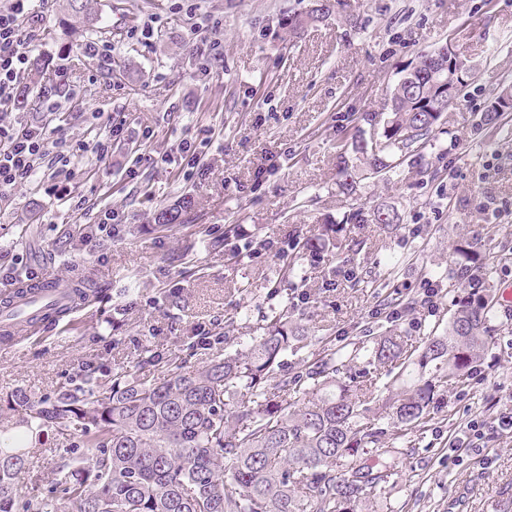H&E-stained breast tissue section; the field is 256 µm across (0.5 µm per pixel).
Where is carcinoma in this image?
<instances>
[{
  "label": "carcinoma",
  "mask_w": 512,
  "mask_h": 512,
  "mask_svg": "<svg viewBox=\"0 0 512 512\" xmlns=\"http://www.w3.org/2000/svg\"><path fill=\"white\" fill-rule=\"evenodd\" d=\"M332 0L293 19L305 28L333 11ZM447 47L421 56L410 80L396 85L377 148L366 130L336 144L341 186L353 191L349 151L372 174L392 168L396 150L428 140L460 86L443 92ZM192 201L154 216L183 224ZM336 224L321 225L323 241L353 250ZM89 227L72 224L58 241L61 253L87 241ZM311 248L292 245L284 272L294 274ZM491 293L456 300L448 331L409 349L396 334L373 336L311 353L301 370H284L293 346L288 304L257 323L244 349L216 348L191 364L173 352L151 353L163 377L144 381L126 371L84 366L52 393L19 389L0 397V512H376L373 492L391 487L397 460L418 452L441 411L439 391L468 385L484 352L497 340L490 321L499 311ZM387 367V394L378 367ZM30 431H51L70 441L71 459L44 476L36 450L8 437L4 421Z\"/></svg>",
  "instance_id": "1"
}]
</instances>
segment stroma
I'll list each match as a JSON object with an SVG mask.
<instances>
[{"label": "stroma", "instance_id": "1", "mask_svg": "<svg viewBox=\"0 0 512 512\" xmlns=\"http://www.w3.org/2000/svg\"><path fill=\"white\" fill-rule=\"evenodd\" d=\"M88 3L106 29L68 0H49L35 23L40 69L23 75L26 94L0 121L47 123L88 142L109 114L124 136L106 160L72 159L70 197L27 185L0 200V253L39 277L79 278L103 294L39 338L0 340V393L50 392L85 364L132 371L145 348L185 352L199 329L229 331L243 347L281 297L289 333L306 343L284 365L300 366L324 337L347 343L394 325L417 344L446 331L453 299L468 290L463 248L488 233L494 242L478 263L495 291L512 288V119L484 121L496 93L512 85V0H344L301 31L288 19L312 0ZM102 42L111 64L84 51ZM449 43L472 76L439 129L418 151L394 153V169L344 193L335 152L354 131L353 115L384 111L421 55ZM187 141L204 154L192 172ZM189 193L191 223L155 224L157 211ZM380 208L396 211L399 224L373 223ZM105 210L118 217L111 234L55 251L65 226L96 224ZM326 222L342 225L358 250L309 252L297 278L283 275L279 247L316 237ZM15 224L30 225L26 246H16ZM243 239L261 245L260 258L233 253ZM343 269L350 278H340ZM426 279L437 289L429 303L419 289ZM387 297L409 304L398 322L372 314ZM495 326L482 379L448 394L425 448L401 460L394 488L379 495L381 512H494L512 485V437L494 429L512 410V318ZM474 418L486 424L480 447H453Z\"/></svg>", "mask_w": 512, "mask_h": 512}]
</instances>
